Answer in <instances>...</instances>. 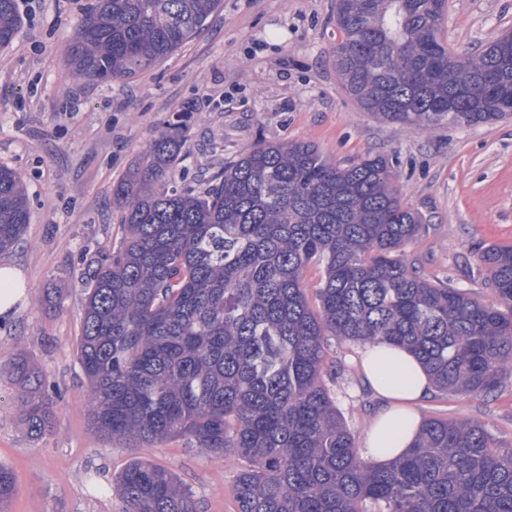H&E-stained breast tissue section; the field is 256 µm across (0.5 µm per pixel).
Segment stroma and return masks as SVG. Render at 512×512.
Returning a JSON list of instances; mask_svg holds the SVG:
<instances>
[{"mask_svg":"<svg viewBox=\"0 0 512 512\" xmlns=\"http://www.w3.org/2000/svg\"><path fill=\"white\" fill-rule=\"evenodd\" d=\"M88 0H17L22 23L0 46V165L24 178L30 220L0 253L29 288L0 321V463L15 479L6 512H122L108 487L140 457L173 471L200 512H237L241 460L177 436L152 446L103 441L90 427L87 380L77 359L84 290L81 260L113 250L121 225L114 180L141 157L157 130L190 119L185 164L172 188L212 187L225 164L257 143L316 145L341 167L380 155L397 174L404 205L423 218L405 257L429 279L490 304L497 297L481 251L512 245V118L470 127L418 129L362 111L336 72L341 39L336 0H221L205 25L171 57L131 78L74 79L63 48ZM512 31V0H447L443 37L471 55ZM65 289L63 312L46 314L45 288ZM26 352L54 400L56 427L30 437L18 418L19 386L9 366ZM353 343H333L338 372L325 383L356 443L381 407L362 382ZM423 417L484 424L512 443V382L485 397L436 392Z\"/></svg>","mask_w":512,"mask_h":512,"instance_id":"35a3bbf8","label":"stroma"}]
</instances>
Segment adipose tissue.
Returning a JSON list of instances; mask_svg holds the SVG:
<instances>
[{
    "instance_id": "adipose-tissue-1",
    "label": "adipose tissue",
    "mask_w": 512,
    "mask_h": 512,
    "mask_svg": "<svg viewBox=\"0 0 512 512\" xmlns=\"http://www.w3.org/2000/svg\"><path fill=\"white\" fill-rule=\"evenodd\" d=\"M361 378L383 402L370 425L362 454L382 465L403 455L421 428L420 405L435 394L434 382L407 348L385 342L357 349Z\"/></svg>"
}]
</instances>
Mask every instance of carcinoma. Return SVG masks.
I'll use <instances>...</instances> for the list:
<instances>
[{
    "mask_svg": "<svg viewBox=\"0 0 512 512\" xmlns=\"http://www.w3.org/2000/svg\"><path fill=\"white\" fill-rule=\"evenodd\" d=\"M220 0H92L66 45L91 81L143 72L177 52ZM445 0H338L336 69L364 110L391 123L474 126L512 117V33L474 56L439 32ZM17 0H0V46ZM189 126L176 119L112 184L117 251L82 269L78 359L90 424L104 440L150 446L187 436L246 465L238 512H512V445L485 425L423 420L409 451L385 464L356 447L324 383L330 342L407 347L438 389L470 397L512 380V245L479 261L500 304L436 283L403 257L423 229L382 156L339 167L311 144L264 142L202 192L170 191ZM29 220L19 173L0 167V253ZM322 270L317 304L303 280ZM64 307L63 289L41 300ZM17 411L36 438L53 400L25 354L13 362ZM125 512H197L176 474L141 459L112 481ZM14 492L0 464V507Z\"/></svg>",
    "mask_w": 512,
    "mask_h": 512,
    "instance_id": "obj_1",
    "label": "carcinoma"
}]
</instances>
